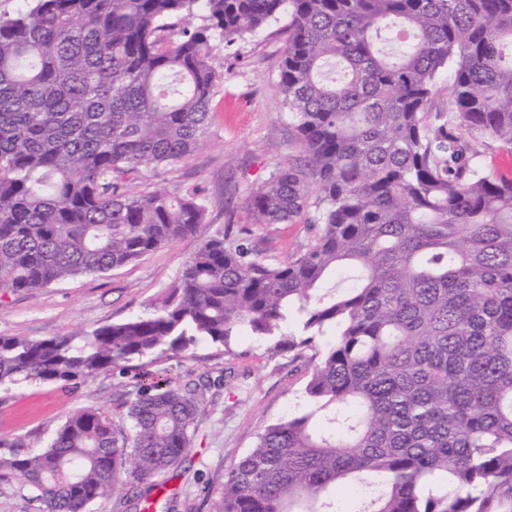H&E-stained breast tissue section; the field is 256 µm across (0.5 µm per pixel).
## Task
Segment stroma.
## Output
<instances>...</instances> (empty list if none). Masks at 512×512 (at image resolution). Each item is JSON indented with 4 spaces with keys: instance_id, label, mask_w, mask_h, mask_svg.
<instances>
[{
    "instance_id": "1",
    "label": "stroma",
    "mask_w": 512,
    "mask_h": 512,
    "mask_svg": "<svg viewBox=\"0 0 512 512\" xmlns=\"http://www.w3.org/2000/svg\"><path fill=\"white\" fill-rule=\"evenodd\" d=\"M287 19L227 47L212 43L209 64L219 77L210 101L204 143L187 158L128 176L129 193L160 188L205 204L204 224L194 235L100 275L52 283L34 294L0 299V336L42 339L118 322L150 310L180 276L202 243L231 231L233 238L285 260L303 248L313 229L249 223L245 200L267 179L298 162L300 148L288 127L278 91ZM266 340L245 336L229 353L202 346L194 355L114 370L63 385L19 383L0 387V455L46 448L56 430L79 410L92 407L128 428L126 401L144 373L173 385L207 383L204 406L190 431L185 462L166 476L178 498L177 512H211L224 480L265 429L303 411L312 362L309 353L271 356Z\"/></svg>"
}]
</instances>
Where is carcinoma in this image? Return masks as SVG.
Wrapping results in <instances>:
<instances>
[{
	"instance_id": "carcinoma-1",
	"label": "carcinoma",
	"mask_w": 512,
	"mask_h": 512,
	"mask_svg": "<svg viewBox=\"0 0 512 512\" xmlns=\"http://www.w3.org/2000/svg\"><path fill=\"white\" fill-rule=\"evenodd\" d=\"M0 16V296L105 273L197 232L203 203L125 181L209 129L227 46L288 15L279 89L304 162L246 200L254 224L314 208L288 260L203 242L153 310L49 339L0 336V386L93 379L241 336L316 348L308 409L270 425L213 512H512V0H23ZM205 24L167 45L168 20ZM448 112L433 111L438 84ZM355 272L342 290L332 275ZM203 391L165 380L130 432L87 408L0 458L44 512L120 485L157 507Z\"/></svg>"
}]
</instances>
